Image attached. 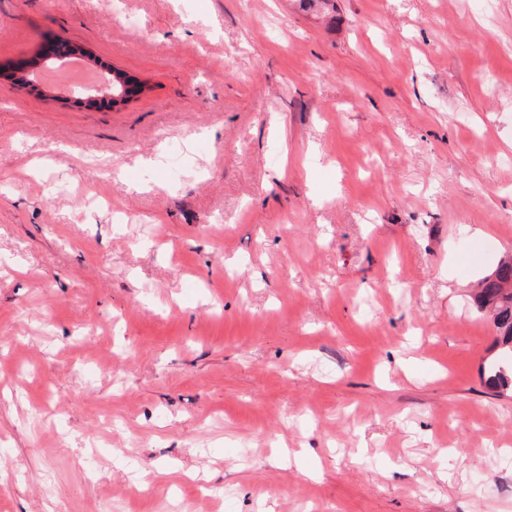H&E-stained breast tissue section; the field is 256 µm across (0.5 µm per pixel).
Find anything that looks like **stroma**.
Returning a JSON list of instances; mask_svg holds the SVG:
<instances>
[{
  "instance_id": "obj_1",
  "label": "stroma",
  "mask_w": 512,
  "mask_h": 512,
  "mask_svg": "<svg viewBox=\"0 0 512 512\" xmlns=\"http://www.w3.org/2000/svg\"><path fill=\"white\" fill-rule=\"evenodd\" d=\"M333 2L0 0V512H512V0ZM103 75H107L111 78V80H107L105 83L97 87L95 90L91 92H85L80 97L81 100H84L88 106H94L100 101L110 100L116 104L123 103V100L127 98H132L133 94H128L127 89H130L129 86H122L118 89L115 85L112 88V71L105 70ZM84 96V97H83ZM114 104V105H116ZM505 290H510L506 295ZM473 308L488 318L496 328L495 347L499 357L483 366L485 385L498 395H512V262L504 261L498 269L478 282L470 296Z\"/></svg>"
}]
</instances>
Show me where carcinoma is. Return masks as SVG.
Listing matches in <instances>:
<instances>
[{"mask_svg":"<svg viewBox=\"0 0 512 512\" xmlns=\"http://www.w3.org/2000/svg\"><path fill=\"white\" fill-rule=\"evenodd\" d=\"M471 301L497 333L495 347L500 355L483 366L485 385L499 395L512 394V262H502L483 277Z\"/></svg>","mask_w":512,"mask_h":512,"instance_id":"obj_1","label":"carcinoma"}]
</instances>
